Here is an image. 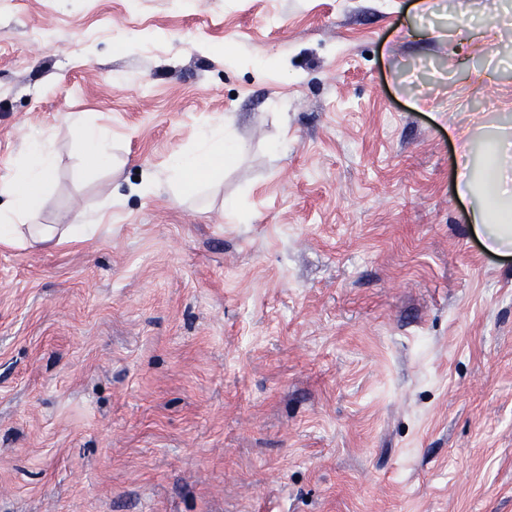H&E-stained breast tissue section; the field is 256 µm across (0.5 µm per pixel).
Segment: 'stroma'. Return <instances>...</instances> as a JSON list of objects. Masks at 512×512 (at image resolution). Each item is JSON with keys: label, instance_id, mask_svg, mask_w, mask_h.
<instances>
[{"label": "stroma", "instance_id": "obj_1", "mask_svg": "<svg viewBox=\"0 0 512 512\" xmlns=\"http://www.w3.org/2000/svg\"><path fill=\"white\" fill-rule=\"evenodd\" d=\"M413 2L0 0V177L42 143L41 223L109 217L0 246V512H512V255L453 138H512V14ZM76 137L83 150L95 157L104 158L108 155L106 135L99 129L75 124ZM239 151L226 127H212L201 134L194 152L174 154L169 163L170 181L175 187L169 198L172 205H180L185 195L210 181L222 170L223 161H233Z\"/></svg>", "mask_w": 512, "mask_h": 512}]
</instances>
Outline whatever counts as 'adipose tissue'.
I'll return each mask as SVG.
<instances>
[{
  "instance_id": "1",
  "label": "adipose tissue",
  "mask_w": 512,
  "mask_h": 512,
  "mask_svg": "<svg viewBox=\"0 0 512 512\" xmlns=\"http://www.w3.org/2000/svg\"><path fill=\"white\" fill-rule=\"evenodd\" d=\"M462 162L456 174V189L461 197L470 199L475 232L482 237L487 250L502 252L512 249V173L501 164L486 166L474 174L471 166L472 135L459 133ZM239 145L226 128L205 130L198 147L190 153L174 154L169 163L170 181L174 190L172 205H180L184 196L197 191L221 171L223 163L233 161ZM55 166L53 154L45 147L34 149L18 175L6 184L10 195L7 210H0V245L17 244L21 231H28L37 243L51 244L86 240L94 223L69 224L62 232L38 221L40 199L36 186L49 182Z\"/></svg>"
}]
</instances>
